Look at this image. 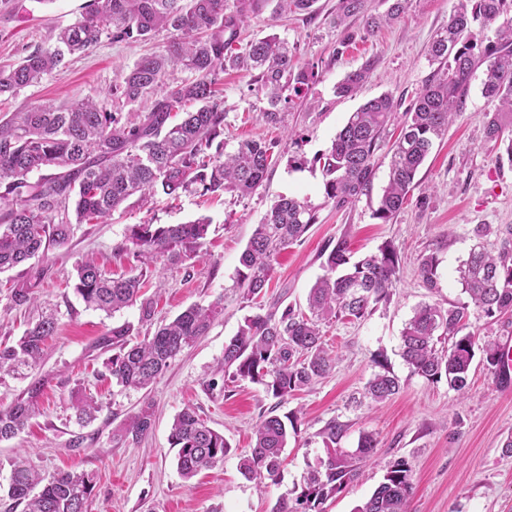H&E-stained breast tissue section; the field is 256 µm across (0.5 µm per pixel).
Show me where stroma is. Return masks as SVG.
<instances>
[{
	"mask_svg": "<svg viewBox=\"0 0 512 512\" xmlns=\"http://www.w3.org/2000/svg\"><path fill=\"white\" fill-rule=\"evenodd\" d=\"M462 0H410L406 13L377 33L356 39L342 57L333 51L345 29L361 31L367 17L386 13V0H365V12L333 19L338 0H316L312 12L275 16L264 10L246 23L243 40L277 34L294 46L298 64L313 68L315 78L302 93L281 104L280 126L267 125L261 112L266 99L253 92L252 75L225 72L224 149L262 138L276 145L278 160L248 199L191 193L178 199L156 194L140 204L128 200L104 224H79L67 244L51 248L47 259L31 261L0 274V344L23 335L41 307L53 308L58 328L46 343L40 366L21 375H0V409L9 407L38 377L48 384L31 426L0 442V486L8 487L14 463L29 457L42 475L60 471L93 474L88 512H272L280 498L295 499L313 470L326 460L322 431L329 422L343 427L337 445L354 450L361 435H372L377 446L361 464L358 479L328 499L323 512H354L379 483L388 466L405 459L413 475L411 512H512V454L503 443L512 436V389L501 386L475 356L470 388L456 397L447 381L432 383L414 374L401 356V334L415 308L424 302L445 308L468 307V332L479 341L512 339V315L486 318L469 303L456 269L474 243L476 225L495 230L512 228V163L486 142L483 113L493 105L482 94V71H475L465 106L421 166L414 201L387 224L373 211L387 183L388 167L376 171L370 196L336 209L327 201L324 177L316 159L327 151L352 112L366 100L384 93L398 103L402 119L415 94L439 65L430 59L433 36L448 24ZM89 0H0V64L20 60L84 11ZM166 33L144 43L103 40L82 55L66 57L41 83L0 100V113L32 105L96 97L145 53L162 47ZM375 66L361 91L337 96L334 87L346 72L366 60ZM308 200L317 213L302 241L282 251L262 303L265 308L305 309L310 288L324 275L322 254L347 238L354 254L375 252L392 244L399 255V281L388 302L360 320H330L323 324V341L338 361L329 375L279 404L263 387L233 379L220 363L224 343L234 336L249 308L235 286L239 258L256 226L279 197ZM425 204H417V197ZM205 218L209 233L197 257L150 265L117 255L131 225L187 224ZM439 260L438 284L427 288L420 276L422 255ZM93 257L113 275H142L147 295H158L155 322L171 321L191 305L222 302L224 312L206 336L185 347L149 388L124 390L109 377L107 355L94 342L112 326L139 323L140 335L151 327L140 324L138 306L114 315L87 308L73 291L77 260ZM38 276L30 302L10 297L12 283ZM397 376L401 390L391 399L372 402L365 387L380 366ZM93 395L100 410L95 419L79 424L72 397ZM151 403L153 428L138 445L119 441L117 428ZM194 407L230 445L223 462L184 480L169 443L174 417ZM298 412L296 434L290 435L285 462L276 480L257 486L238 470L240 455L252 446L256 423L270 410Z\"/></svg>",
	"mask_w": 512,
	"mask_h": 512,
	"instance_id": "1",
	"label": "stroma"
}]
</instances>
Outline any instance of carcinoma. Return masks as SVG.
Here are the masks:
<instances>
[{
    "label": "carcinoma",
    "mask_w": 512,
    "mask_h": 512,
    "mask_svg": "<svg viewBox=\"0 0 512 512\" xmlns=\"http://www.w3.org/2000/svg\"><path fill=\"white\" fill-rule=\"evenodd\" d=\"M275 2L273 14L310 11L316 0H91L70 25L58 30L54 42L35 49L17 64L0 66V96L15 95L37 85L66 55L84 53L106 38L113 42L151 41L168 33L165 49L136 63L122 81L97 98L55 105L43 102L24 112L0 115V273L46 256L63 245L74 225L106 222L131 197L146 203L156 191L176 198L195 188L202 193L251 195L274 164V144L264 139L242 141L223 151L224 101L215 90L226 70L256 73V90L267 100L261 118L282 122L280 104L289 90L298 94L311 73L298 66L295 48L276 34L246 44L238 52L247 19ZM408 0H390L385 15L369 17L365 32L390 23L405 12ZM365 0H340L334 23L364 13ZM496 26V39H477V26ZM429 55L444 64L404 112L397 138L388 146L389 174L373 216L389 222L404 208L416 186L419 167L463 108L474 71L485 66L482 94L494 104L483 113L486 140L504 141L512 127V0L463 2L429 46ZM374 63L350 71L336 84V94L351 96L367 80ZM176 70L188 73L165 82ZM150 102L148 108L123 118L112 111L115 102ZM397 107L382 94L351 113L330 149L318 158L325 177L327 200L338 209L370 194L379 165L377 152L385 146L387 127ZM36 173V180H30ZM314 207L295 197L282 198L256 225L239 262L236 288L256 308L244 317L237 333L224 343L221 368L233 377L260 384L282 404L336 367L322 342L321 322L331 318L360 320L389 299L396 286L399 256L387 244L375 253L353 259L346 239L336 242L326 257V273L310 288L308 312L288 307L277 313L258 302L274 270L277 255L301 241L316 223ZM209 223L134 224L117 251L147 265L162 257H195ZM475 244L457 269L462 289L487 318L512 314V232L499 238L498 251L486 250L483 239L492 227L473 229ZM438 258L421 256L419 270L426 287L437 285ZM75 291L87 307L111 316L140 303L142 322L155 314L156 302L143 297L141 275L109 277L91 258L76 262ZM223 312L221 303L193 305L153 335L130 344L134 326L112 327L95 348L112 352L105 363L123 389L143 390L155 382L187 346L206 335ZM467 306L444 309L419 305L402 331V356L412 371L431 382L446 379L457 397L465 395L476 338L463 333ZM57 328L53 313L30 325L12 345L0 346V374L37 366L46 339ZM446 340L448 348L437 343ZM483 361L499 374L500 347L482 346ZM48 379L33 381L16 401L0 410V442L23 432L39 410ZM399 379L388 369L373 375L367 393L375 402L400 391ZM78 420L99 411L92 396L73 404ZM153 427L150 406L130 417L115 436L140 443ZM297 431V414L267 415L254 428L253 446L239 457L238 469L249 480H275L288 447V431ZM170 443L178 449L177 469L186 481L224 461L229 444L190 406L174 418ZM376 442L366 434L352 456L330 455L315 471L294 504L278 500L272 512H322L320 505L359 477V463L372 454ZM93 479L86 474L58 473L43 478L29 460L15 464L7 498L9 510L24 512H86ZM412 471L395 460L384 481L355 512H409Z\"/></svg>",
    "instance_id": "cac0c4a2"
}]
</instances>
